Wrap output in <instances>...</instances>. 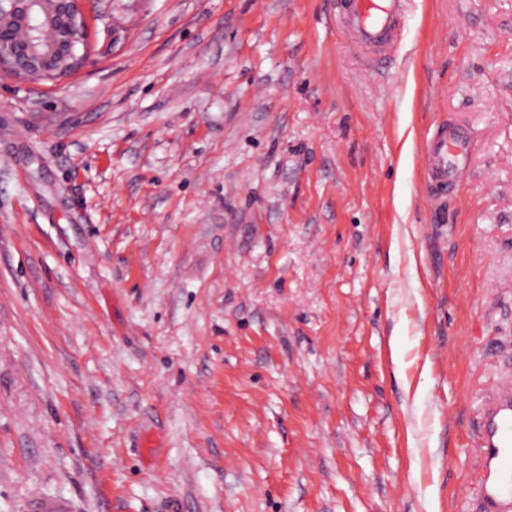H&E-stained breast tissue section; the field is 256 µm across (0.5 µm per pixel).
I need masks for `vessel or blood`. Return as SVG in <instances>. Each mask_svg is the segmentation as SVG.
<instances>
[{"label": "vessel or blood", "mask_w": 512, "mask_h": 512, "mask_svg": "<svg viewBox=\"0 0 512 512\" xmlns=\"http://www.w3.org/2000/svg\"><path fill=\"white\" fill-rule=\"evenodd\" d=\"M404 0H340L338 26L369 62H386L403 22ZM470 154L466 130L439 126L422 158L431 187L454 192ZM483 471L480 499L484 512H512V383L501 385L486 403L477 435Z\"/></svg>", "instance_id": "1"}]
</instances>
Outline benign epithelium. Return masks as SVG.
<instances>
[{
  "label": "benign epithelium",
  "instance_id": "1",
  "mask_svg": "<svg viewBox=\"0 0 512 512\" xmlns=\"http://www.w3.org/2000/svg\"><path fill=\"white\" fill-rule=\"evenodd\" d=\"M83 0H0V69L14 79L65 76L85 54Z\"/></svg>",
  "mask_w": 512,
  "mask_h": 512
}]
</instances>
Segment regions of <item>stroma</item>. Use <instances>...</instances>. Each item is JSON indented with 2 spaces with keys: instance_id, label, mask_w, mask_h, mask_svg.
<instances>
[{
  "instance_id": "obj_1",
  "label": "stroma",
  "mask_w": 512,
  "mask_h": 512,
  "mask_svg": "<svg viewBox=\"0 0 512 512\" xmlns=\"http://www.w3.org/2000/svg\"><path fill=\"white\" fill-rule=\"evenodd\" d=\"M404 10L369 69L336 0H87L74 73L0 78V512H479L512 0ZM470 154L466 130L455 124L439 126L422 158L428 181L441 196L454 192L465 171Z\"/></svg>"
}]
</instances>
